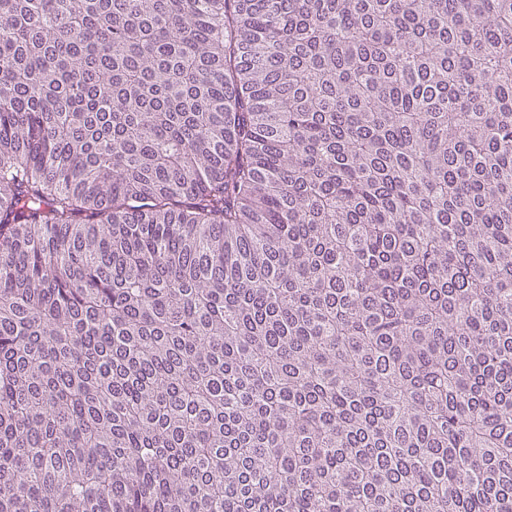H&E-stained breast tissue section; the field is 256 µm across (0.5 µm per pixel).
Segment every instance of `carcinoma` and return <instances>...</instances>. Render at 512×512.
Segmentation results:
<instances>
[{
  "label": "carcinoma",
  "instance_id": "carcinoma-1",
  "mask_svg": "<svg viewBox=\"0 0 512 512\" xmlns=\"http://www.w3.org/2000/svg\"><path fill=\"white\" fill-rule=\"evenodd\" d=\"M0 512H512V0H0Z\"/></svg>",
  "mask_w": 512,
  "mask_h": 512
}]
</instances>
